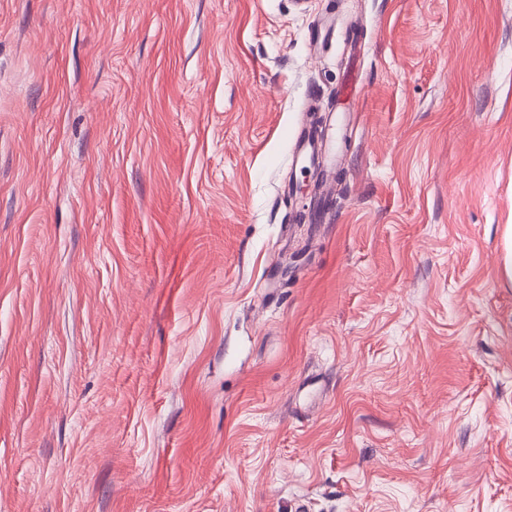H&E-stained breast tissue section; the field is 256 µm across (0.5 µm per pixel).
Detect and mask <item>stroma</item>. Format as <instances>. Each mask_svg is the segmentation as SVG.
<instances>
[{
    "instance_id": "stroma-1",
    "label": "stroma",
    "mask_w": 512,
    "mask_h": 512,
    "mask_svg": "<svg viewBox=\"0 0 512 512\" xmlns=\"http://www.w3.org/2000/svg\"><path fill=\"white\" fill-rule=\"evenodd\" d=\"M506 224L512 0H0V512H512Z\"/></svg>"
}]
</instances>
